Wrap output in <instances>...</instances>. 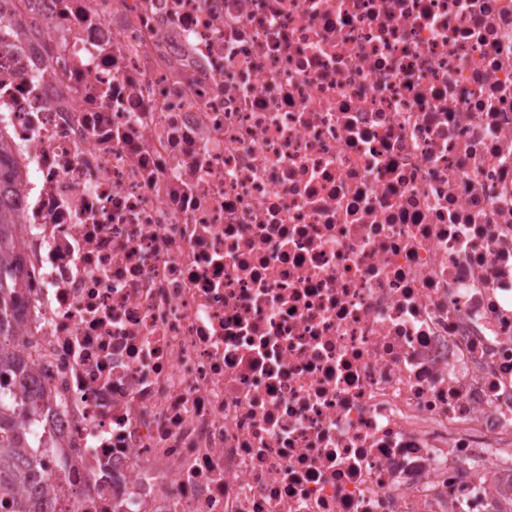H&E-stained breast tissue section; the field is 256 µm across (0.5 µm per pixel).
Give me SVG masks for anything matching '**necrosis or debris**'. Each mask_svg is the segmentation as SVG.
<instances>
[{"label": "necrosis or debris", "instance_id": "4bbe7bcc", "mask_svg": "<svg viewBox=\"0 0 512 512\" xmlns=\"http://www.w3.org/2000/svg\"><path fill=\"white\" fill-rule=\"evenodd\" d=\"M53 512H512V0H0Z\"/></svg>", "mask_w": 512, "mask_h": 512}]
</instances>
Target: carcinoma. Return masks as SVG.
Instances as JSON below:
<instances>
[{
  "label": "carcinoma",
  "instance_id": "carcinoma-1",
  "mask_svg": "<svg viewBox=\"0 0 512 512\" xmlns=\"http://www.w3.org/2000/svg\"><path fill=\"white\" fill-rule=\"evenodd\" d=\"M18 176L0 143V376L18 379L19 388L0 385V512H45L41 499L43 456L26 453L29 424L45 405L28 390L29 368L17 341L19 300L25 280L22 239L16 227L12 196Z\"/></svg>",
  "mask_w": 512,
  "mask_h": 512
}]
</instances>
